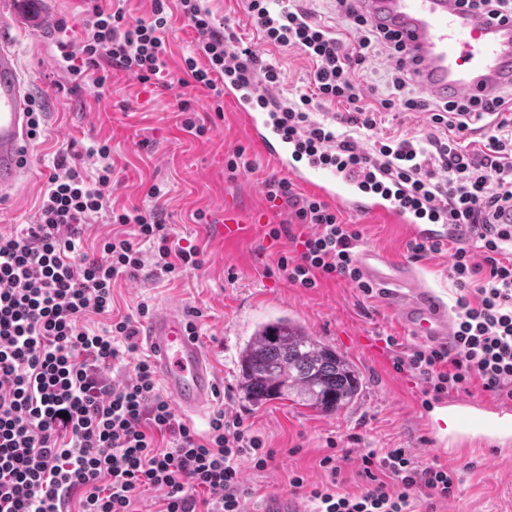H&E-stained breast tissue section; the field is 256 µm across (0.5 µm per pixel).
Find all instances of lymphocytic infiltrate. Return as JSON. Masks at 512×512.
I'll list each match as a JSON object with an SVG mask.
<instances>
[{"label": "lymphocytic infiltrate", "mask_w": 512, "mask_h": 512, "mask_svg": "<svg viewBox=\"0 0 512 512\" xmlns=\"http://www.w3.org/2000/svg\"><path fill=\"white\" fill-rule=\"evenodd\" d=\"M85 20L77 45L61 40L76 81L104 88L109 69L140 83L164 85L169 11L179 7L196 34L185 57L181 86L224 97L225 81L253 88L263 108L279 114L288 137L309 153L329 150L339 165L359 166L368 181L400 187L402 204L421 207L461 226L449 276L459 288L450 345H427L396 357L397 370L418 377L442 397L468 392L472 382L496 400L512 403V230L497 218L512 205V90L476 102L466 96L426 101L409 90L411 73L386 29L370 24L356 0H336L338 30L313 20L286 0H246L266 43L298 51L312 62V93L295 100L273 94L278 71L241 45L228 26L215 25L204 0H152L148 18L128 21L108 0H82ZM353 41L344 39V32ZM392 61L391 91L367 103L353 75L376 47ZM347 105L337 125L316 117L318 105ZM424 112L430 130L421 138L366 135L377 111ZM481 123L482 151H467L461 134ZM88 171L70 149L58 150L38 208V220L15 234L0 233V512H135L138 496L163 492L158 512H247L251 492L240 477L248 458L264 470L275 452L250 426L224 410L214 412L200 438L160 393L149 359L134 363L125 381L106 373L137 349L134 317H112V285L133 277L151 250L155 278L201 268L198 246L175 243L162 209L117 210L108 203L111 150L100 145ZM269 202L287 209L293 255H280L279 275L301 288L331 278L374 293L356 264L361 232L326 202L296 192L284 178L265 179ZM131 226L127 236L81 250L83 227L95 215ZM300 225L302 233L291 230ZM110 316L108 328L85 326L88 315ZM319 466L329 480L308 485L293 473L289 485L315 512H434L433 502L455 495V474L422 462L404 448L360 457L361 489L344 491L336 454Z\"/></svg>", "instance_id": "obj_1"}]
</instances>
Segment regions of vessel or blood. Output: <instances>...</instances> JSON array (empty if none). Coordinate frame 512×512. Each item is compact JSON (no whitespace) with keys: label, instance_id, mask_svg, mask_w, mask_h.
Segmentation results:
<instances>
[{"label":"vessel or blood","instance_id":"1","mask_svg":"<svg viewBox=\"0 0 512 512\" xmlns=\"http://www.w3.org/2000/svg\"><path fill=\"white\" fill-rule=\"evenodd\" d=\"M364 17L391 31L417 85L439 99L466 95L486 99L512 85V14L487 16L469 9L464 0H360ZM252 144L297 183L349 209L372 211L402 224L408 237L448 239L459 236L456 225L425 223L399 207L394 196L366 188L359 172L337 170L304 159L294 143L283 139L270 112L253 109L245 90L226 86ZM30 97L13 44L0 35V194L11 191L29 174L25 160ZM220 242L234 244L250 238L255 224L237 209L224 211V221L212 225ZM363 278L383 291L397 319L417 338L438 344L452 340L447 310L423 288L413 267L395 262L378 247L359 251ZM144 341L164 392L185 416H199L211 406L217 373L197 337L189 335L180 305L171 304L149 321Z\"/></svg>","mask_w":512,"mask_h":512}]
</instances>
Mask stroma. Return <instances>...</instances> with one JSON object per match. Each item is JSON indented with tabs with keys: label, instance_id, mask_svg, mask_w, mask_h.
I'll use <instances>...</instances> for the list:
<instances>
[{
	"label": "stroma",
	"instance_id": "stroma-1",
	"mask_svg": "<svg viewBox=\"0 0 512 512\" xmlns=\"http://www.w3.org/2000/svg\"><path fill=\"white\" fill-rule=\"evenodd\" d=\"M15 18L8 38L13 43L31 97L44 107L41 136L29 146L31 171L16 189L0 195V232L11 233L37 221L39 199L57 150L71 146L93 167L88 149L111 148L114 206L161 207L175 240L193 244L204 252L202 268L171 281L152 277L143 268L137 277L123 278L112 289L115 313L137 316L140 305L157 312L168 302L196 311L198 338L211 353L218 374L219 394L214 408L240 416L275 452L262 471L241 460V478L254 496L250 512H264L269 497L287 493L293 472L305 475L308 484L327 481L319 466L329 450L348 454L344 464L347 490H356L359 459L369 450L407 448L418 459L438 461L456 474L454 498L437 503L436 512H512V439L457 437L449 439L446 452H435L438 431L431 411L443 400L426 401L421 382L397 371L391 349L375 358L368 344L395 337L402 349L419 346L396 320L382 296L364 297L343 280H321L318 287L300 288L277 272L278 256L292 251L287 237L272 239L271 226L287 222V211L274 207L262 183L282 171L267 156L251 148L232 108L212 116L206 134L194 137L181 124L177 110L181 99H192L198 110L212 102L209 90L179 84L185 56L192 50L195 31L180 13H173L166 32L168 88L141 84L126 72L112 71L104 89L87 84L73 89V77L56 59L59 33L54 23L65 20L70 38L83 26L81 0H15ZM216 19H228L236 33L251 43L265 64L280 73L277 96L296 98L310 88L312 63L297 51L264 42L250 17L245 0H209ZM391 62L385 48L369 55L355 81L364 98L374 101L386 91L384 76ZM426 129L422 112H381L375 135L407 138ZM245 147L254 172L228 179L225 163L237 147ZM158 185L163 194L151 199L147 191ZM243 212L261 211L268 223L255 235L232 247L216 242L208 228L224 218L225 201ZM205 221H197V213ZM345 223L358 225L361 246H376L395 261L413 262L425 287L431 288L447 308H454L459 289L448 276L449 250L412 260L408 240L398 225L377 214L342 210ZM285 318L302 326L323 343L344 354L363 377V390L348 408L319 414L288 400L256 406L238 390L239 354L255 328Z\"/></svg>",
	"mask_w": 512,
	"mask_h": 512
}]
</instances>
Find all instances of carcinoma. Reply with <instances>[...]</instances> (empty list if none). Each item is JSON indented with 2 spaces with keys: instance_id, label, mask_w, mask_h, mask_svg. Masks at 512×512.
Masks as SVG:
<instances>
[{
  "instance_id": "1",
  "label": "carcinoma",
  "mask_w": 512,
  "mask_h": 512,
  "mask_svg": "<svg viewBox=\"0 0 512 512\" xmlns=\"http://www.w3.org/2000/svg\"><path fill=\"white\" fill-rule=\"evenodd\" d=\"M240 364V392L254 404L290 400L336 413L351 405L362 387L360 372L343 354L282 318L256 327Z\"/></svg>"
}]
</instances>
